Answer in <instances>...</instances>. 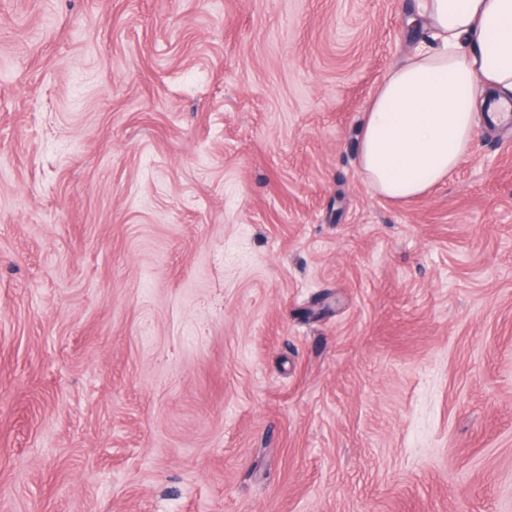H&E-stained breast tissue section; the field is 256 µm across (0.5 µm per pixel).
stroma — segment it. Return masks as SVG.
<instances>
[{"label":"stroma","mask_w":512,"mask_h":512,"mask_svg":"<svg viewBox=\"0 0 512 512\" xmlns=\"http://www.w3.org/2000/svg\"><path fill=\"white\" fill-rule=\"evenodd\" d=\"M415 0H0V512H512V126L368 185Z\"/></svg>","instance_id":"35a3bbf8"}]
</instances>
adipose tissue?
I'll return each mask as SVG.
<instances>
[{"instance_id":"obj_1","label":"adipose tissue","mask_w":512,"mask_h":512,"mask_svg":"<svg viewBox=\"0 0 512 512\" xmlns=\"http://www.w3.org/2000/svg\"><path fill=\"white\" fill-rule=\"evenodd\" d=\"M415 23L429 40L386 74L359 130L358 169L395 202L468 157L478 115L512 122V0H424Z\"/></svg>"}]
</instances>
